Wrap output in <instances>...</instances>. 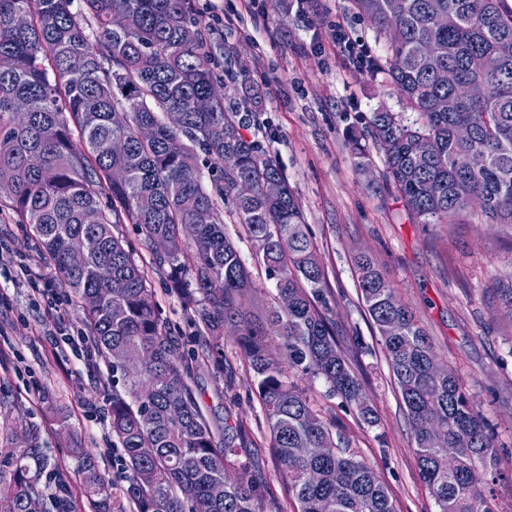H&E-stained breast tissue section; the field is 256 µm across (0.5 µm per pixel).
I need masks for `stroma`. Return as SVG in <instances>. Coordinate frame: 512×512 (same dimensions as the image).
<instances>
[{"mask_svg": "<svg viewBox=\"0 0 512 512\" xmlns=\"http://www.w3.org/2000/svg\"><path fill=\"white\" fill-rule=\"evenodd\" d=\"M343 25L350 37L379 56L384 44L369 22L355 17L349 0H257L242 23L206 30L224 94L257 113L247 127L286 176L322 257L327 317L364 393L376 410L365 424L354 407L320 378L299 385L340 436L347 453L367 461L386 486L397 512H436L419 476L416 444L380 336L366 310L353 269L367 253L399 301L412 310L437 361L460 379L476 410L492 426L501 449L499 468L512 473V317L495 292L512 276V225L482 224L466 215L455 224H421L393 185L386 183L384 154L370 148L369 171L352 152V132L366 133L374 112L400 111L383 75L353 64L333 36ZM246 75L254 98L238 81ZM220 211L258 288L259 315L276 305V292L260 268L253 245L232 212ZM136 259L148 271L160 312L178 353L199 352L197 328L169 283V268L155 263L136 225H119ZM0 242L10 249L0 263V421L40 426L42 441L61 470L73 475L69 450L81 443L97 457L113 484L125 480L122 449L113 447L107 418L112 370L86 347L80 309L51 304L22 276L45 280L55 273L14 214L0 207ZM222 366L202 363L189 384L204 415L239 450V463L256 485L262 512H297L280 478L270 432L255 388V375L232 334L214 339ZM51 400H44V393Z\"/></svg>", "mask_w": 512, "mask_h": 512, "instance_id": "obj_1", "label": "stroma"}]
</instances>
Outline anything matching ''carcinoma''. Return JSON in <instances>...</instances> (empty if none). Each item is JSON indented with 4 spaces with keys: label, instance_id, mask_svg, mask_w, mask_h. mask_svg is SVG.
Listing matches in <instances>:
<instances>
[{
    "label": "carcinoma",
    "instance_id": "carcinoma-1",
    "mask_svg": "<svg viewBox=\"0 0 512 512\" xmlns=\"http://www.w3.org/2000/svg\"><path fill=\"white\" fill-rule=\"evenodd\" d=\"M0 0V185L65 291L83 313L98 360L121 376L112 386V442L123 449L125 483L112 487L96 458L73 449L82 495L96 512H261L256 486L230 483L236 449L217 435L188 384L145 268L115 233L136 224L171 287H195L185 303L203 334L230 324L253 369L273 456L297 512H395L372 467L336 447L294 382L321 377L361 418L374 409L338 349L320 307L325 272L280 168L242 129L252 115L216 90L213 59L192 0ZM353 13L386 39L370 67L388 76L410 124L373 113L369 136L385 153L384 177L422 224H450L471 210L485 224H512V7L506 0H350ZM452 12L448 29L438 16ZM26 24L18 27V16ZM486 93L463 99L438 75ZM25 102L19 112L15 102ZM180 112L173 128L167 114ZM467 122L466 141L453 136ZM154 135L142 140L138 130ZM126 148L112 151V141ZM478 153L477 170L456 159ZM209 163V176L199 164ZM123 179H112L113 170ZM276 180V198L263 186ZM148 196L152 205L140 207ZM232 200L256 257L288 307L252 319L255 283L224 232L218 201ZM84 240L75 265L70 242ZM355 273L416 444L419 475L437 512H499L503 480L494 433L458 377L437 369L432 344L368 255ZM40 428L10 429L0 443V505L8 512H76Z\"/></svg>",
    "mask_w": 512,
    "mask_h": 512
}]
</instances>
